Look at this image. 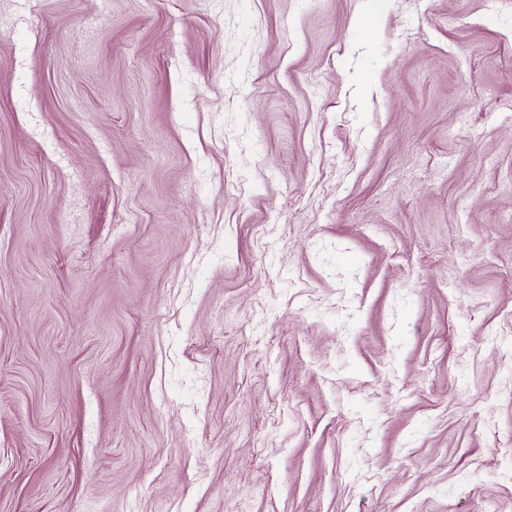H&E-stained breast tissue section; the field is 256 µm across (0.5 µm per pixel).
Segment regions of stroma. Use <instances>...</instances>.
I'll list each match as a JSON object with an SVG mask.
<instances>
[{
    "label": "stroma",
    "instance_id": "obj_1",
    "mask_svg": "<svg viewBox=\"0 0 512 512\" xmlns=\"http://www.w3.org/2000/svg\"><path fill=\"white\" fill-rule=\"evenodd\" d=\"M0 512H512V0H0Z\"/></svg>",
    "mask_w": 512,
    "mask_h": 512
}]
</instances>
